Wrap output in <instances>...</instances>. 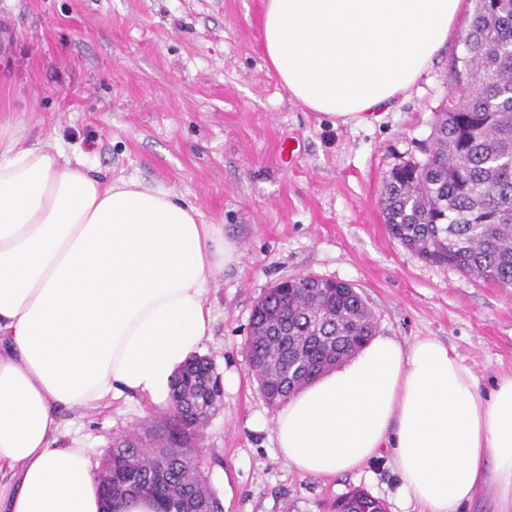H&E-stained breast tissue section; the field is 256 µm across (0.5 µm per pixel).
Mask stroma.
<instances>
[{
    "label": "stroma",
    "mask_w": 512,
    "mask_h": 512,
    "mask_svg": "<svg viewBox=\"0 0 512 512\" xmlns=\"http://www.w3.org/2000/svg\"><path fill=\"white\" fill-rule=\"evenodd\" d=\"M262 12L263 0H0V121L31 140L55 137L105 180L174 194L238 242L207 289L212 334L201 349L224 389L202 438L220 457L205 476L224 512H321L354 487L387 512H419L389 457L325 478L289 467L245 341L266 288L316 275L352 284L377 335L448 343L481 391L512 372V292L420 260L389 236L379 204L390 170L424 158L460 38L382 120L337 125L291 98L258 54ZM163 410L117 394L63 412L62 442L99 464L113 437L146 431Z\"/></svg>",
    "instance_id": "stroma-1"
}]
</instances>
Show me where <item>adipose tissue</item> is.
I'll return each instance as SVG.
<instances>
[{"label":"adipose tissue","mask_w":512,"mask_h":512,"mask_svg":"<svg viewBox=\"0 0 512 512\" xmlns=\"http://www.w3.org/2000/svg\"><path fill=\"white\" fill-rule=\"evenodd\" d=\"M464 0H264L257 50L292 98L341 122L381 119L448 45ZM170 192L104 182L54 138L0 124V512H155L105 505L60 413L131 391L157 404L211 331L204 292L237 254ZM276 446L327 477L390 456L424 512L493 491L512 512V374L481 392L433 337L380 336L283 404Z\"/></svg>","instance_id":"ef3b65f1"}]
</instances>
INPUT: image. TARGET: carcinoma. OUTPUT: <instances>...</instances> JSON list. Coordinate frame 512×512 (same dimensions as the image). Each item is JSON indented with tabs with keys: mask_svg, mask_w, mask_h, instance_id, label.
Segmentation results:
<instances>
[{
	"mask_svg": "<svg viewBox=\"0 0 512 512\" xmlns=\"http://www.w3.org/2000/svg\"><path fill=\"white\" fill-rule=\"evenodd\" d=\"M453 61L448 108L438 113L426 158L392 169L380 205L388 234L418 258L512 289V0H474ZM278 325L249 336L250 371L270 408L355 356L375 336L371 308L346 282L307 276L270 287L251 322ZM174 380L168 417L143 435L112 439V497L147 496L157 512H224L198 456L199 432L224 405L212 360L193 356ZM343 512H386L363 489L341 495Z\"/></svg>",
	"mask_w": 512,
	"mask_h": 512,
	"instance_id": "cac0c4a2",
	"label": "carcinoma"
}]
</instances>
